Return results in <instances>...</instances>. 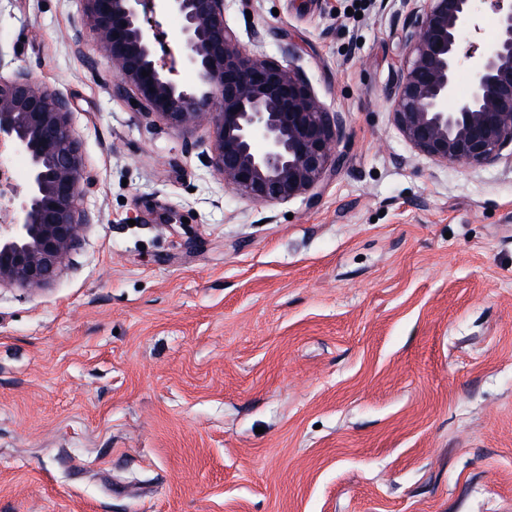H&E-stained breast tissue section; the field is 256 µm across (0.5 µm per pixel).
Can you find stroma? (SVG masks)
<instances>
[{"mask_svg":"<svg viewBox=\"0 0 512 512\" xmlns=\"http://www.w3.org/2000/svg\"><path fill=\"white\" fill-rule=\"evenodd\" d=\"M400 5L225 0L344 123L318 198L260 204L209 126L113 97L80 0H0L91 216L50 285L0 287V512H512V164L399 134Z\"/></svg>","mask_w":512,"mask_h":512,"instance_id":"35a3bbf8","label":"stroma"}]
</instances>
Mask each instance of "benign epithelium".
<instances>
[{
	"label": "benign epithelium",
	"mask_w": 512,
	"mask_h": 512,
	"mask_svg": "<svg viewBox=\"0 0 512 512\" xmlns=\"http://www.w3.org/2000/svg\"><path fill=\"white\" fill-rule=\"evenodd\" d=\"M475 0H402L405 61L392 118L420 156L484 166L512 147V0H490L495 37L478 33ZM82 25L110 59L112 95L175 130L207 122L209 163L256 203L315 198L340 167L343 120L297 69L246 50L224 21V0H81ZM160 16L179 21V61L158 57ZM196 81L187 83L180 72ZM147 75H142V72ZM466 74L470 93H457ZM62 93L24 68L0 74V150L24 156L23 186H0V286L41 290L71 259L90 217L81 207L83 145Z\"/></svg>",
	"instance_id": "benign-epithelium-1"
}]
</instances>
